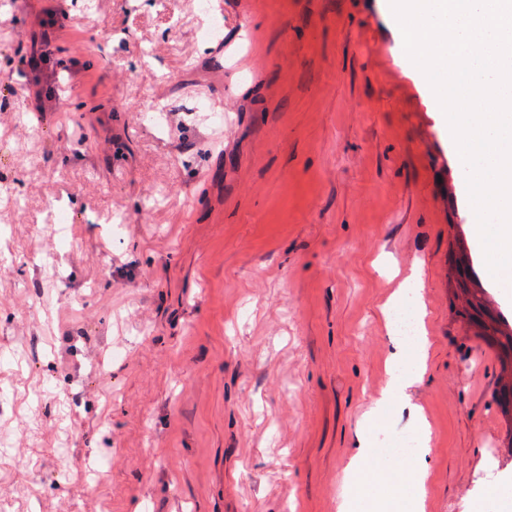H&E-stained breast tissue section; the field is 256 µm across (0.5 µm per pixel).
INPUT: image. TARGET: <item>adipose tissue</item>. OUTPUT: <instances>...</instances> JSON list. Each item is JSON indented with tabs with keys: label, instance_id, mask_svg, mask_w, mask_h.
Returning <instances> with one entry per match:
<instances>
[{
	"label": "adipose tissue",
	"instance_id": "obj_1",
	"mask_svg": "<svg viewBox=\"0 0 512 512\" xmlns=\"http://www.w3.org/2000/svg\"><path fill=\"white\" fill-rule=\"evenodd\" d=\"M427 336H416L413 345L401 349L386 367V383L363 424L367 430L360 440L361 450L352 459L344 477V493L340 512H424L430 452V431L419 424V446L415 460L405 470L395 469L388 455L376 452L369 437L371 430L384 423V410L404 400L416 382L427 357Z\"/></svg>",
	"mask_w": 512,
	"mask_h": 512
}]
</instances>
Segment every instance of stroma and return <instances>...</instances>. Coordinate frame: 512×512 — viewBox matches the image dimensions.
<instances>
[{
	"mask_svg": "<svg viewBox=\"0 0 512 512\" xmlns=\"http://www.w3.org/2000/svg\"><path fill=\"white\" fill-rule=\"evenodd\" d=\"M197 2L0 0V183L24 196L0 237V442L25 449L0 454V499L339 512L406 281L425 368L374 439L426 421L425 512H469L512 456L489 472L501 369L451 309L473 209L424 74L382 0H211L209 40Z\"/></svg>",
	"mask_w": 512,
	"mask_h": 512,
	"instance_id": "35a3bbf8",
	"label": "stroma"
}]
</instances>
